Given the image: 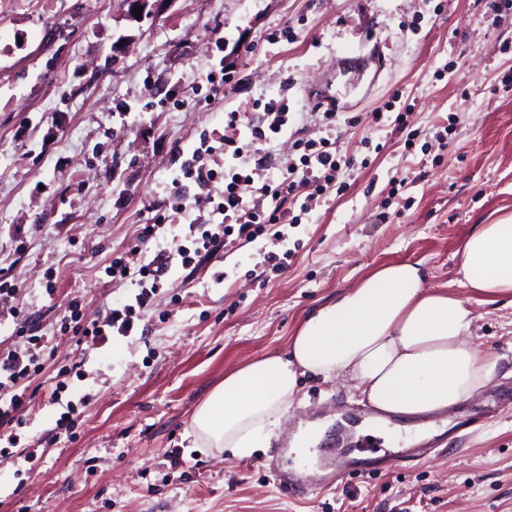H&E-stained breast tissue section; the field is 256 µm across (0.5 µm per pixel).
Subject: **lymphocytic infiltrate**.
<instances>
[{
	"mask_svg": "<svg viewBox=\"0 0 512 512\" xmlns=\"http://www.w3.org/2000/svg\"><path fill=\"white\" fill-rule=\"evenodd\" d=\"M224 124L234 130V137L217 146L208 139H200L183 162L180 177L172 182L170 194L178 212L194 215L188 224L190 246L179 247L173 253L161 251L151 257L140 255L133 266L125 258L113 259L104 269L106 277L133 280L139 291L113 308L105 320L83 325L78 322L80 300L72 298L71 316L77 321L73 333L79 342L97 346L115 334L132 335L152 296L173 269L191 267L196 256L215 253L222 240L228 238L247 245L269 235L278 244L284 243L288 238L286 226L300 223L310 202L322 198L330 188L344 190L338 175L350 161L327 136L295 139V156L280 168L278 176L260 177V170L266 169L272 158L271 152L265 151V144L288 130L287 103H267L263 118L257 121L233 110L225 113ZM217 179L224 183L217 202L207 213H195L198 197L192 194V187L203 188ZM30 330L28 320L16 321L15 334L26 338L27 346L23 351L0 356V390L12 393L9 404L0 406V428L12 426L32 381L43 369L38 354L41 343Z\"/></svg>",
	"mask_w": 512,
	"mask_h": 512,
	"instance_id": "lymphocytic-infiltrate-1",
	"label": "lymphocytic infiltrate"
}]
</instances>
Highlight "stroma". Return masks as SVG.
<instances>
[{
  "mask_svg": "<svg viewBox=\"0 0 512 512\" xmlns=\"http://www.w3.org/2000/svg\"><path fill=\"white\" fill-rule=\"evenodd\" d=\"M498 2L145 0L136 18L124 0H0V268L18 288L0 297V354L25 347L13 333L18 312L45 349L38 389L11 429L37 460L0 457V512H512V300L461 287L456 256L475 225L512 214V88L501 82L512 14L481 21ZM287 26L298 40L270 43ZM373 48L384 63L356 75L354 122L337 129L354 161L346 188L289 229L287 269L258 275L256 245L226 243L172 274L140 332L76 345L62 326L70 299L90 321L133 291L104 269L167 205L178 149L224 135L225 109L282 98L293 129L318 137L307 88L342 83L346 53ZM219 63L239 84L211 101L205 76ZM396 93L419 132L409 151L371 118ZM399 172L408 180L394 196ZM387 261L421 263L430 286L465 300L471 341L496 360L472 399L424 419L429 455L327 480L326 452L350 459L398 446L356 442L354 426L374 409L349 383L308 374L270 447L246 457L194 447L192 415L227 371L284 352L307 313ZM77 358L84 375L67 377L64 396L89 402L74 431L59 433L50 394ZM310 423L326 428L319 444L301 461L281 456ZM295 461L307 481L290 496L276 470Z\"/></svg>",
  "mask_w": 512,
  "mask_h": 512,
  "instance_id": "1",
  "label": "stroma"
}]
</instances>
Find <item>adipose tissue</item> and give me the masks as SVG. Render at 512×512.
Instances as JSON below:
<instances>
[{"instance_id": "obj_1", "label": "adipose tissue", "mask_w": 512, "mask_h": 512, "mask_svg": "<svg viewBox=\"0 0 512 512\" xmlns=\"http://www.w3.org/2000/svg\"><path fill=\"white\" fill-rule=\"evenodd\" d=\"M460 283L493 302L512 296V215L476 225L458 252ZM465 302L430 287L420 263L388 261L304 317L285 353L225 374L196 409L193 445L234 457L269 447L297 392V373L347 378L381 413H446L489 384L495 362L467 340Z\"/></svg>"}]
</instances>
